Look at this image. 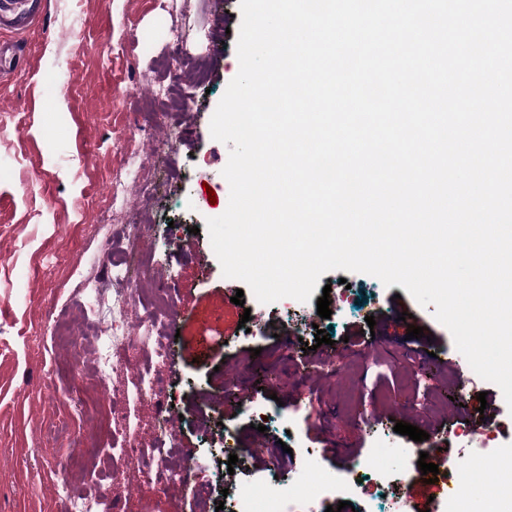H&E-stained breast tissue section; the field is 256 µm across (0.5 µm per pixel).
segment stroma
<instances>
[{
  "label": "stroma",
  "mask_w": 512,
  "mask_h": 512,
  "mask_svg": "<svg viewBox=\"0 0 512 512\" xmlns=\"http://www.w3.org/2000/svg\"><path fill=\"white\" fill-rule=\"evenodd\" d=\"M42 15L21 35L26 67L0 82V512H69L68 497L103 498L105 512H232L234 495L212 489L222 469L219 437L229 432L235 448L268 443L283 473L315 469L334 478L326 502H351L355 512H394L400 489L409 491V512H477L488 486L474 467L467 502L429 492L408 450L413 440L395 433L404 421L429 430L442 427L447 460H456L457 431L476 428L496 463L512 460V409L500 388L474 373L450 331L402 286L346 273L345 286L328 294L330 318L317 313L320 277L312 300L275 323L287 299L257 301L242 281L225 277L205 220L222 215L229 184L222 174L228 145L212 138L210 120L239 71L236 43L240 0H44ZM179 30L182 45L169 33ZM182 57L183 73L196 61L208 70L206 85L184 81L187 110L173 119L184 131L168 152L156 155L167 129L127 116L144 100L163 108L169 81L162 63ZM136 155L144 174L161 180L158 195L143 203L135 193L113 194L126 180L123 153ZM148 208L146 223L127 216ZM131 238L137 251L154 255V288L173 290L182 314L165 325L168 350L154 353L144 337L99 341L84 350L101 300L111 287L112 249ZM181 241L170 249L169 238ZM243 292L244 305L232 298ZM248 328H240L243 313ZM410 321H402V313ZM375 327H368L367 317ZM317 324L327 344L308 351L283 338V329ZM423 339H407L409 326ZM374 330L371 346L358 333ZM124 364L99 380L103 351ZM238 369L237 384L261 401L282 400L293 429L272 423L252 429L250 418L225 389L222 365ZM416 366L415 383L403 371ZM471 384L462 416L432 412L448 401L449 376ZM161 398L140 396L143 384ZM485 401H478V394ZM112 407L111 435H96L89 397ZM181 420L174 436L157 438L160 408ZM95 443L104 459L124 448L141 449L135 465L116 476L88 466L73 472L68 458ZM190 450L195 478L166 485V464ZM379 454L392 481L377 478L364 462Z\"/></svg>",
  "instance_id": "obj_1"
}]
</instances>
